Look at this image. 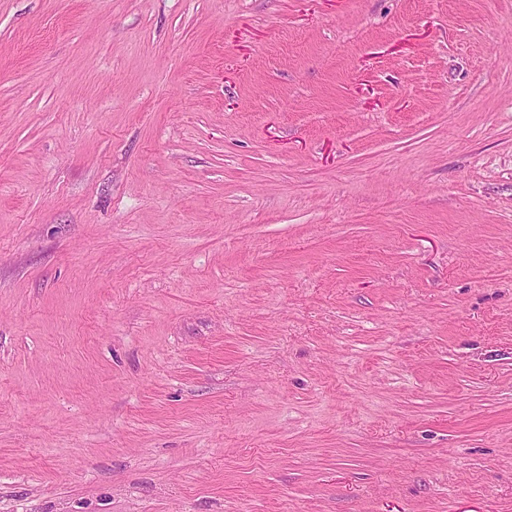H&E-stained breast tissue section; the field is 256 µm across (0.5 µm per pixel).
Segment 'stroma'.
<instances>
[{"mask_svg": "<svg viewBox=\"0 0 512 512\" xmlns=\"http://www.w3.org/2000/svg\"><path fill=\"white\" fill-rule=\"evenodd\" d=\"M0 512H512V0H0Z\"/></svg>", "mask_w": 512, "mask_h": 512, "instance_id": "1", "label": "stroma"}]
</instances>
